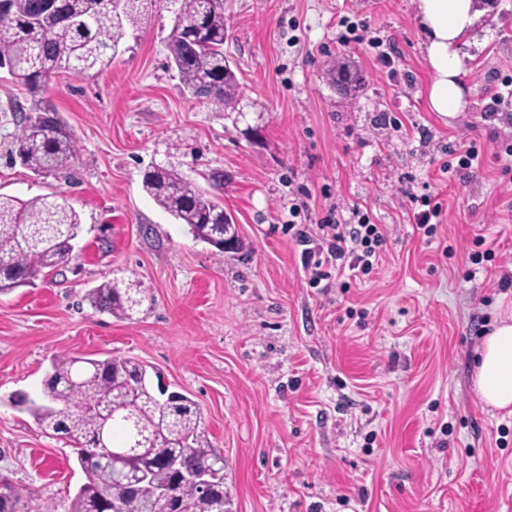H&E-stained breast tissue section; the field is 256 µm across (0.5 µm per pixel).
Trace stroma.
<instances>
[{
	"instance_id": "obj_1",
	"label": "stroma",
	"mask_w": 512,
	"mask_h": 512,
	"mask_svg": "<svg viewBox=\"0 0 512 512\" xmlns=\"http://www.w3.org/2000/svg\"><path fill=\"white\" fill-rule=\"evenodd\" d=\"M176 0H140L141 24L98 73L39 93L0 69V194L55 195L79 214L70 262L0 295V475L22 512H70L86 477L71 444L10 404L56 355L131 357L201 407L224 455L228 512H512V415L471 388L512 263V177L496 155L512 122L485 106L512 77V0H477L461 50L468 105L442 119L412 0H224L235 106L190 97L169 65ZM390 53L396 74L381 69ZM338 61L364 84L340 90ZM51 103L77 151L68 177L23 167L21 111ZM480 169L452 167L467 143ZM172 169L231 213L245 247L217 257L142 188ZM222 181H213V174ZM442 205L433 236L410 219ZM368 211L390 236L371 273L312 288L302 247L335 213ZM490 255L468 258L476 237ZM140 289L133 319L95 311L107 280Z\"/></svg>"
}]
</instances>
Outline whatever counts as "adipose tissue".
Instances as JSON below:
<instances>
[{
    "mask_svg": "<svg viewBox=\"0 0 512 512\" xmlns=\"http://www.w3.org/2000/svg\"><path fill=\"white\" fill-rule=\"evenodd\" d=\"M415 17L426 37L431 73L426 96L431 111L455 117L467 100L461 76L465 55L459 51L463 35L475 18L473 0H413ZM472 384L482 402L512 414V307L499 312L484 337L474 366Z\"/></svg>",
    "mask_w": 512,
    "mask_h": 512,
    "instance_id": "adipose-tissue-1",
    "label": "adipose tissue"
}]
</instances>
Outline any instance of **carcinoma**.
Listing matches in <instances>:
<instances>
[{
	"label": "carcinoma",
	"instance_id": "1",
	"mask_svg": "<svg viewBox=\"0 0 512 512\" xmlns=\"http://www.w3.org/2000/svg\"><path fill=\"white\" fill-rule=\"evenodd\" d=\"M126 0L117 14L111 0H57L58 15L36 22L41 0H9L0 10V61L13 79L36 92L61 71L84 75L105 68L118 54L125 29L141 23L136 5ZM168 49L184 90L223 109L236 101L239 83L224 57V0H177ZM76 141L50 104L24 117L16 156L45 177L67 170ZM144 191L194 239L224 256V207L168 168L152 167L142 179ZM80 217L56 196L22 200L0 194V294L56 270L71 257V239ZM92 308L129 320L141 303L130 289L107 280L88 294ZM147 366L125 357L84 359L57 356L40 394L10 397L24 407L47 434L81 439L77 460L86 475L71 512H175L174 502L191 512H224V456L204 428L201 408L190 398L162 399ZM141 432L135 433L133 421ZM136 455L112 467L107 451H125L134 435ZM215 473L201 490L191 476ZM16 488L0 491V512H19Z\"/></svg>",
	"mask_w": 512,
	"mask_h": 512
}]
</instances>
